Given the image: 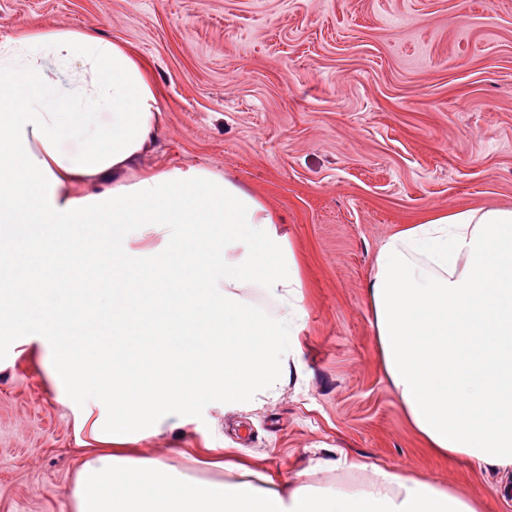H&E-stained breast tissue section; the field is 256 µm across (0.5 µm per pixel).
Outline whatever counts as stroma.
<instances>
[{"instance_id":"1","label":"stroma","mask_w":512,"mask_h":512,"mask_svg":"<svg viewBox=\"0 0 512 512\" xmlns=\"http://www.w3.org/2000/svg\"><path fill=\"white\" fill-rule=\"evenodd\" d=\"M120 43L148 67L164 122L146 170L203 167L280 212L306 283L299 372L248 408L133 432L142 459L220 481L304 473L344 454L478 494L498 475L427 453L388 381L367 285L393 233L430 212L512 209V0H0V43L35 30ZM55 345L0 343V512H70L91 437Z\"/></svg>"}]
</instances>
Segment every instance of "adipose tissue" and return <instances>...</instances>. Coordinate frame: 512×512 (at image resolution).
<instances>
[{"label":"adipose tissue","mask_w":512,"mask_h":512,"mask_svg":"<svg viewBox=\"0 0 512 512\" xmlns=\"http://www.w3.org/2000/svg\"><path fill=\"white\" fill-rule=\"evenodd\" d=\"M160 121L153 81L119 43L39 30L0 44V269L18 272L0 294V335L52 341L71 392L94 402L82 419L102 447L76 470L70 512H481L477 498L379 466L363 484L257 486L112 452L131 430L274 387L297 364L306 316L278 211L203 168L141 169ZM90 224L105 230L92 244L75 233ZM23 226L66 243L55 265L69 286L55 265L25 261ZM148 230L164 246L132 248ZM90 273L111 297L100 315L80 287ZM368 294L386 374L428 449L512 470V209L407 225L378 250ZM95 343L108 354L80 360Z\"/></svg>","instance_id":"1"}]
</instances>
